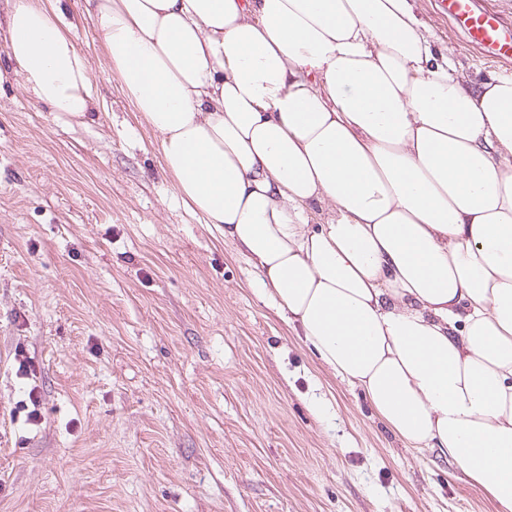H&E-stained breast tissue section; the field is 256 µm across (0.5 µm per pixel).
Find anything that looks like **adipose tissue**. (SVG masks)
<instances>
[{
  "label": "adipose tissue",
  "instance_id": "ef3b65f1",
  "mask_svg": "<svg viewBox=\"0 0 512 512\" xmlns=\"http://www.w3.org/2000/svg\"><path fill=\"white\" fill-rule=\"evenodd\" d=\"M175 191L405 447L512 512V77L414 0H85ZM33 99L94 112L62 0H9Z\"/></svg>",
  "mask_w": 512,
  "mask_h": 512
}]
</instances>
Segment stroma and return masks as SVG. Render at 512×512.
<instances>
[{"instance_id":"obj_1","label":"stroma","mask_w":512,"mask_h":512,"mask_svg":"<svg viewBox=\"0 0 512 512\" xmlns=\"http://www.w3.org/2000/svg\"><path fill=\"white\" fill-rule=\"evenodd\" d=\"M64 3L94 117L0 88V512H495L262 300ZM415 5L466 82L501 74Z\"/></svg>"}]
</instances>
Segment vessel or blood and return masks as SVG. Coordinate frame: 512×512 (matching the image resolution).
Here are the masks:
<instances>
[{"mask_svg":"<svg viewBox=\"0 0 512 512\" xmlns=\"http://www.w3.org/2000/svg\"><path fill=\"white\" fill-rule=\"evenodd\" d=\"M435 10L464 34L469 46L497 63L512 64V14L493 0H436Z\"/></svg>","mask_w":512,"mask_h":512,"instance_id":"obj_1","label":"vessel or blood"}]
</instances>
